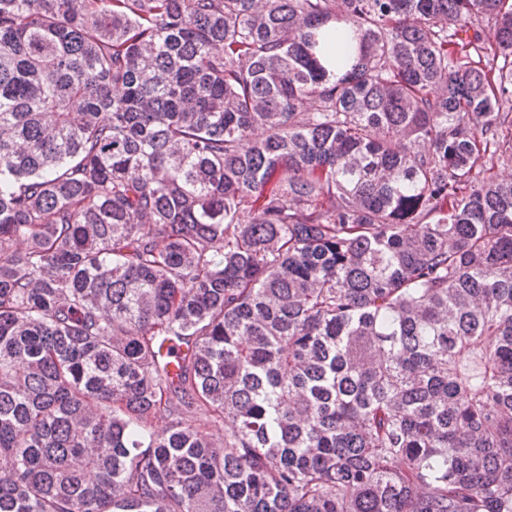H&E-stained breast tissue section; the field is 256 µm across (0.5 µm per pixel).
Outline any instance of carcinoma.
Masks as SVG:
<instances>
[{"instance_id": "carcinoma-1", "label": "carcinoma", "mask_w": 512, "mask_h": 512, "mask_svg": "<svg viewBox=\"0 0 512 512\" xmlns=\"http://www.w3.org/2000/svg\"><path fill=\"white\" fill-rule=\"evenodd\" d=\"M508 163L512 0H0V512H512Z\"/></svg>"}]
</instances>
